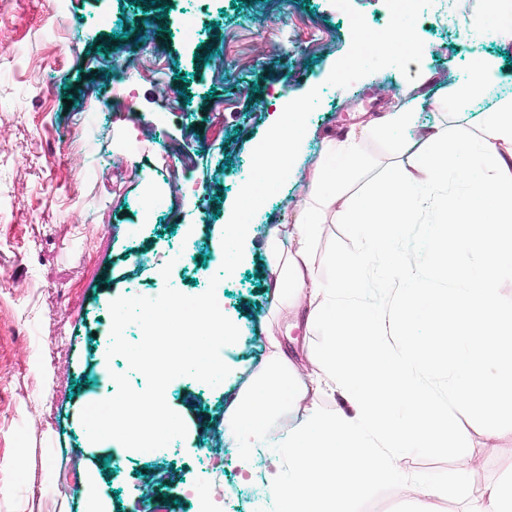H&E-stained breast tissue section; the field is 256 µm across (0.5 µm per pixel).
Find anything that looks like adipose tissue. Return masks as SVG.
I'll return each mask as SVG.
<instances>
[{
	"label": "adipose tissue",
	"mask_w": 512,
	"mask_h": 512,
	"mask_svg": "<svg viewBox=\"0 0 512 512\" xmlns=\"http://www.w3.org/2000/svg\"><path fill=\"white\" fill-rule=\"evenodd\" d=\"M381 124L405 132L424 152L414 174H389L351 207L349 221L362 234L355 254L334 264L338 291L330 302L316 303L309 272L320 235L315 215L335 206V196L313 192L301 221L265 242L275 275L272 315L304 316L307 329L330 338L312 354L311 373L268 337L265 365L224 416L243 471H250L254 449L271 448L265 478L279 512H349L355 497L399 474L400 449L447 439L454 403L503 409L512 420V309L498 296L501 280L512 277V159L499 157L476 176L467 154L449 150L438 129L417 128L412 112L392 113ZM359 162L354 137L332 142L315 182H343ZM450 174L465 185L469 205L433 195ZM432 207L440 219L421 259L410 258L395 246L398 229ZM434 365L448 372L447 396L426 381ZM336 390L348 395L352 415L313 407L303 422L289 424L292 404Z\"/></svg>",
	"instance_id": "obj_1"
}]
</instances>
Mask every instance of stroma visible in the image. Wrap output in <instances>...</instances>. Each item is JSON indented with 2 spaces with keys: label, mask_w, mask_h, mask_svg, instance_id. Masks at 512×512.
I'll return each mask as SVG.
<instances>
[{
  "label": "stroma",
  "mask_w": 512,
  "mask_h": 512,
  "mask_svg": "<svg viewBox=\"0 0 512 512\" xmlns=\"http://www.w3.org/2000/svg\"><path fill=\"white\" fill-rule=\"evenodd\" d=\"M447 0H420L414 18L426 47L421 55L395 48L359 64L363 36L395 38L392 0H0V35L15 53L0 56V512H85L84 489L71 487L72 468L95 471L97 495L111 512H266L224 444V497L201 503L197 492L213 476L205 460L212 427L258 371L273 331L298 362L327 344L302 319H268L273 277L264 241L294 224L312 188L314 169L337 129L356 134L363 163L336 188L322 210L314 276L329 284L335 256L354 253L349 206L380 178L408 172L414 148L382 130L398 90L420 104V126L446 132L450 148L488 135L482 112L512 95V36L488 29L464 38L475 0L450 15ZM164 15L167 29L153 19ZM197 25L196 40L183 32ZM224 59L214 83L208 60ZM138 58L117 111L91 112L98 76ZM499 80L473 102L453 96L481 61ZM384 84L388 93H377ZM320 87L319 106L294 164L295 174L251 221L244 259L219 288L224 312L239 329L221 352L231 372L217 387L190 377L166 389L169 406L187 422L185 438L151 458L91 445L82 408L111 397L112 373L145 379L124 357H107L109 304L120 296H157L165 284L196 296L220 269L221 237L251 156L276 107ZM108 171L105 180L87 175ZM165 209L143 219L144 197ZM149 254L148 265L133 263ZM173 262L170 280L161 269ZM446 447L417 445L402 458L404 473L438 485L431 512H479L470 496L512 474V422L456 404ZM467 456V472L457 459ZM352 512H419L395 483L376 484Z\"/></svg>",
  "instance_id": "35a3bbf8"
}]
</instances>
